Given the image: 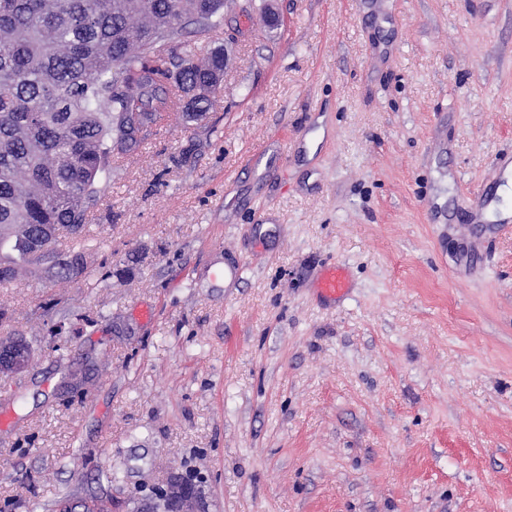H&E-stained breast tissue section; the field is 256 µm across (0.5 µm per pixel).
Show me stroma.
Here are the masks:
<instances>
[{
  "label": "stroma",
  "mask_w": 512,
  "mask_h": 512,
  "mask_svg": "<svg viewBox=\"0 0 512 512\" xmlns=\"http://www.w3.org/2000/svg\"><path fill=\"white\" fill-rule=\"evenodd\" d=\"M271 2L278 29L238 0L192 34L229 52L218 104L113 156L85 276L0 287L34 350L0 377V512H512V193L476 219L512 0ZM317 288L320 289L324 296L335 299L336 296L345 293L347 279L341 269L331 266L321 274Z\"/></svg>",
  "instance_id": "1"
}]
</instances>
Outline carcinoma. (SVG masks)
Segmentation results:
<instances>
[{
    "label": "carcinoma",
    "instance_id": "1",
    "mask_svg": "<svg viewBox=\"0 0 512 512\" xmlns=\"http://www.w3.org/2000/svg\"><path fill=\"white\" fill-rule=\"evenodd\" d=\"M234 0H0V284L76 280L112 154L175 113L202 122L224 50L198 57L188 29L220 27Z\"/></svg>",
    "mask_w": 512,
    "mask_h": 512
}]
</instances>
